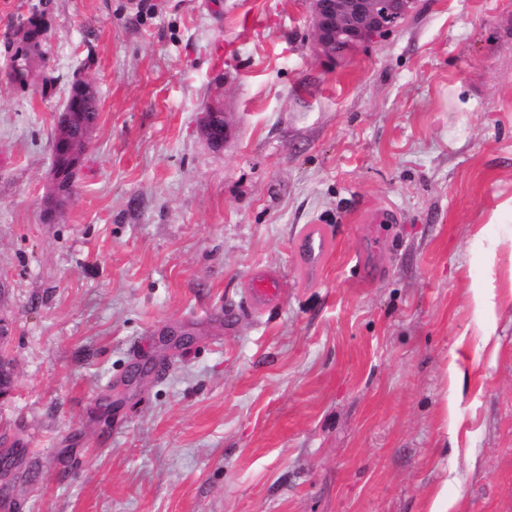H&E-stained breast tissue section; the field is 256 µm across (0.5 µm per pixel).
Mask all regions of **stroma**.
<instances>
[{
    "mask_svg": "<svg viewBox=\"0 0 512 512\" xmlns=\"http://www.w3.org/2000/svg\"><path fill=\"white\" fill-rule=\"evenodd\" d=\"M309 8L0 0V35L50 22L39 80L0 76V512H512V0H416L333 65ZM78 75L98 121L48 222ZM333 238L321 224H307L298 239V251L305 281H315L325 258L333 250ZM278 278L263 273L253 275L249 296L254 310L263 311L280 301L281 288H277Z\"/></svg>",
    "mask_w": 512,
    "mask_h": 512,
    "instance_id": "1",
    "label": "stroma"
}]
</instances>
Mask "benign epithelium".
<instances>
[{"mask_svg":"<svg viewBox=\"0 0 512 512\" xmlns=\"http://www.w3.org/2000/svg\"><path fill=\"white\" fill-rule=\"evenodd\" d=\"M311 31L315 51L324 59L334 62L375 39L400 27L412 11L415 0H310ZM215 114L205 113L204 131L212 143L223 141ZM93 128L84 127L76 139H68L76 157L73 170L85 162ZM73 196L72 187L62 184L55 171L49 174V190L44 198V210L50 217L64 210ZM13 366L0 362V398L14 389Z\"/></svg>","mask_w":512,"mask_h":512,"instance_id":"7a95c632","label":"benign epithelium"}]
</instances>
